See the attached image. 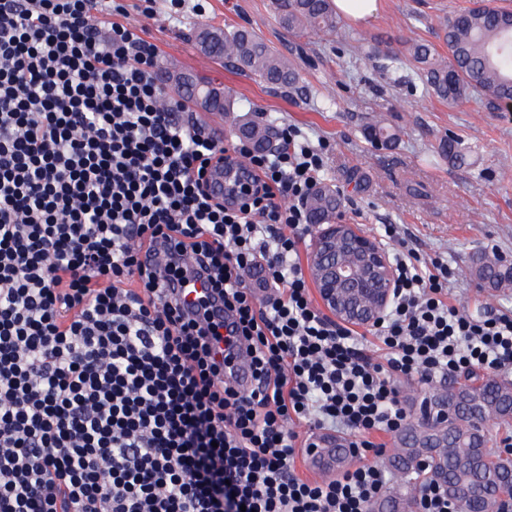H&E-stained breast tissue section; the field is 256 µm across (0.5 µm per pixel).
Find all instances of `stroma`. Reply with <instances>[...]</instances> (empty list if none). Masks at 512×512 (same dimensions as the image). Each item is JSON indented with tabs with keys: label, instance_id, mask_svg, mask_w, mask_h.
I'll list each match as a JSON object with an SVG mask.
<instances>
[{
	"label": "stroma",
	"instance_id": "35a3bbf8",
	"mask_svg": "<svg viewBox=\"0 0 512 512\" xmlns=\"http://www.w3.org/2000/svg\"><path fill=\"white\" fill-rule=\"evenodd\" d=\"M273 2L207 0L200 15L196 0H186L173 20L168 0H155L152 15L137 18L157 48L155 79L166 86L172 69L195 71L232 96L240 113L329 141L321 182L340 198L336 223L357 225L373 238L381 225H398L422 257L438 254L455 268L451 302L476 315L490 305L512 308V285L491 288L473 273L476 258L512 257V112L476 94L451 105L422 89L408 106L400 104L406 86L418 80L407 42L446 53L442 20L473 0H382L369 23L344 20L324 38L284 31ZM227 25L250 29L287 57L298 75L294 91L272 88L232 61L205 58L199 30ZM390 51L396 62L387 60ZM379 122L394 127L398 138L376 148L366 133ZM449 134L459 138L465 165L439 156L438 145ZM353 171L363 177L357 189L348 181Z\"/></svg>",
	"mask_w": 512,
	"mask_h": 512
}]
</instances>
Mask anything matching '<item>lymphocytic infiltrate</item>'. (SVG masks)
<instances>
[{
  "instance_id": "f902f5d3",
  "label": "lymphocytic infiltrate",
  "mask_w": 512,
  "mask_h": 512,
  "mask_svg": "<svg viewBox=\"0 0 512 512\" xmlns=\"http://www.w3.org/2000/svg\"><path fill=\"white\" fill-rule=\"evenodd\" d=\"M123 0H0V512H371L387 471L308 481L295 425L392 434L400 380L512 374V309L476 319L455 271L397 248L381 322L313 303L298 262L327 144L256 151L179 118ZM241 167L215 197L210 172ZM210 295L183 312L187 276ZM222 304L223 318L212 307ZM241 342L252 390L212 351Z\"/></svg>"
}]
</instances>
